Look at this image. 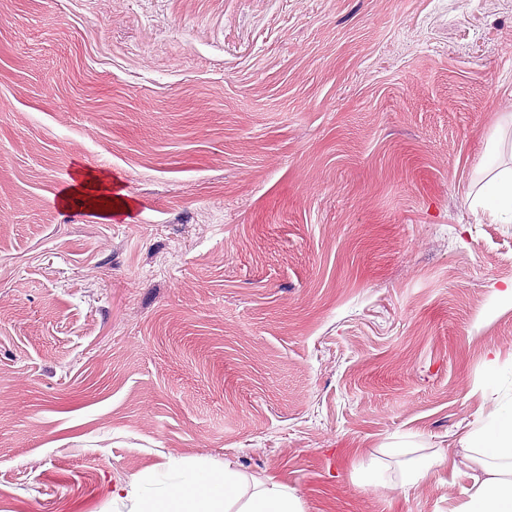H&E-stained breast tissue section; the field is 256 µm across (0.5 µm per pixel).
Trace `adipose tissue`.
I'll return each instance as SVG.
<instances>
[{"instance_id":"obj_1","label":"adipose tissue","mask_w":512,"mask_h":512,"mask_svg":"<svg viewBox=\"0 0 512 512\" xmlns=\"http://www.w3.org/2000/svg\"><path fill=\"white\" fill-rule=\"evenodd\" d=\"M64 203L103 201L108 211L127 202L112 185L89 172H75L63 192ZM478 203L492 218L512 222V170L488 173ZM464 459L477 471L475 489L458 512H512V402L497 404L479 429L463 438ZM140 512H303L299 498L288 488L271 484L249 492L232 465L178 468L167 483L165 497L145 498Z\"/></svg>"}]
</instances>
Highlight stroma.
I'll list each match as a JSON object with an SVG mask.
<instances>
[{"label":"stroma","instance_id":"1","mask_svg":"<svg viewBox=\"0 0 512 512\" xmlns=\"http://www.w3.org/2000/svg\"><path fill=\"white\" fill-rule=\"evenodd\" d=\"M496 135L512 168V0H0V512L183 461L457 512L512 400ZM78 169L131 215L64 206ZM406 442L443 464L367 482ZM478 203L493 219L512 222V169L489 172L480 188Z\"/></svg>","mask_w":512,"mask_h":512}]
</instances>
